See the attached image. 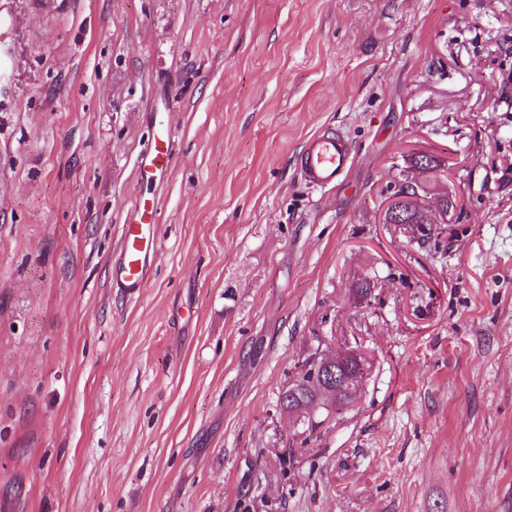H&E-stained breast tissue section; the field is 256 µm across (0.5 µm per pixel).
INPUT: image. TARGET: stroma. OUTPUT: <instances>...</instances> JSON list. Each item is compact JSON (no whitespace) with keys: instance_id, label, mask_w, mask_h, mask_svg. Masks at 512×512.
Returning a JSON list of instances; mask_svg holds the SVG:
<instances>
[{"instance_id":"35a3bbf8","label":"stroma","mask_w":512,"mask_h":512,"mask_svg":"<svg viewBox=\"0 0 512 512\" xmlns=\"http://www.w3.org/2000/svg\"><path fill=\"white\" fill-rule=\"evenodd\" d=\"M33 2L0 0V512H512V0ZM323 131L353 161L315 189ZM418 149L428 240L382 221ZM326 347L363 379L309 435L277 398ZM174 142L175 131L169 127L164 132L160 140H156L154 145L149 148L141 161L140 175L143 178L147 174L164 175L167 173L174 162ZM351 161L348 140L337 133H319L308 140L302 151L301 174L314 187L336 186L347 174ZM157 210L146 199H138L132 216L123 225L122 249L115 266V284L128 294H135L144 287L147 258L154 247V229Z\"/></svg>"}]
</instances>
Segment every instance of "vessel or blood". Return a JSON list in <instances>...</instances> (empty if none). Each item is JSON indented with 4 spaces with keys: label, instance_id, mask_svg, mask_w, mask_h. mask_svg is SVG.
Wrapping results in <instances>:
<instances>
[{
    "label": "vessel or blood",
    "instance_id": "b4317fda",
    "mask_svg": "<svg viewBox=\"0 0 512 512\" xmlns=\"http://www.w3.org/2000/svg\"><path fill=\"white\" fill-rule=\"evenodd\" d=\"M174 129H166L142 161L141 174L167 173L174 162ZM352 161L351 147L343 136L323 132L313 136L301 156V174L309 185L326 188L337 185ZM157 210L148 200L138 199L132 216L122 229V249L115 268V284L134 294L145 284L147 258L154 246Z\"/></svg>",
    "mask_w": 512,
    "mask_h": 512
}]
</instances>
